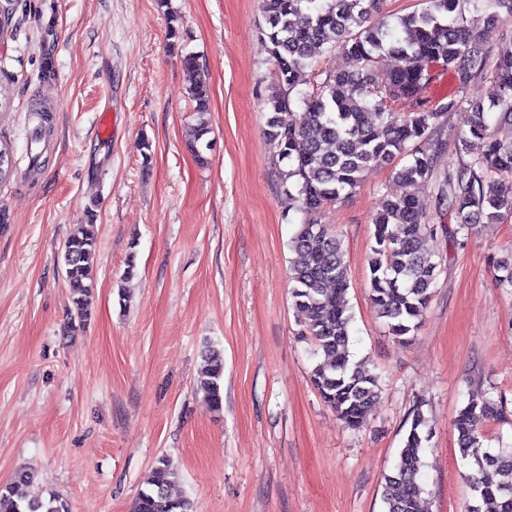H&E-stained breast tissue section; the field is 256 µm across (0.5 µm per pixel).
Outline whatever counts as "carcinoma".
I'll use <instances>...</instances> for the list:
<instances>
[{
	"label": "carcinoma",
	"mask_w": 512,
	"mask_h": 512,
	"mask_svg": "<svg viewBox=\"0 0 512 512\" xmlns=\"http://www.w3.org/2000/svg\"><path fill=\"white\" fill-rule=\"evenodd\" d=\"M391 25L382 14L383 0H260L262 35L276 67L277 84L265 101L264 137L276 167L279 196L287 211L304 219L289 242L292 306L313 346L323 356L311 374L321 400L348 429H357L376 406L378 376L351 360L354 314L347 292L348 266L342 240L314 216L335 204L361 182L371 167H386L400 157L409 161L392 174L406 186L429 183L439 211L456 218L457 231L472 235L478 223L512 217V42L488 55L480 39L500 21L499 10L512 16V0H426ZM477 15L466 16L467 6ZM314 47L339 49L353 62L350 69L328 73L316 90L308 84ZM385 57L405 65L382 70ZM416 58L456 74L463 90L478 75L498 88L487 104L465 105L451 95L436 108L423 104V92L435 79L428 70L406 62ZM191 74L190 96L198 121L195 141L210 133V88L194 57L183 59ZM459 116L456 150L462 159L451 171L439 168L448 119ZM485 143L481 156L463 159L471 140ZM368 255L369 299L379 317L401 343L420 327L441 273L442 256L428 242L438 239V225L428 221L426 203L413 193L386 197L374 221ZM99 253L92 220L73 225L60 252L69 286L65 333L82 331L92 314L94 271ZM196 380L212 408L224 401L223 351L208 346L201 354ZM506 404L485 398L460 409L454 421L461 457L471 463L466 475L475 504L468 512H512V449H483V427L502 418ZM410 428L398 461L385 477L386 512H423L419 476L430 441L422 406L411 411ZM177 477L161 459L134 512H192V503L174 499L169 488ZM37 478L22 469L0 485V512H70L54 491L30 499L25 488Z\"/></svg>",
	"instance_id": "carcinoma-1"
}]
</instances>
